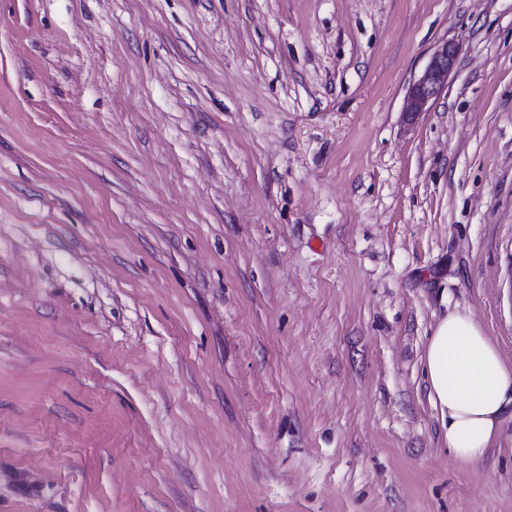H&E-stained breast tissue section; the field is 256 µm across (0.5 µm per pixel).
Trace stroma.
Here are the masks:
<instances>
[{
	"label": "stroma",
	"mask_w": 512,
	"mask_h": 512,
	"mask_svg": "<svg viewBox=\"0 0 512 512\" xmlns=\"http://www.w3.org/2000/svg\"><path fill=\"white\" fill-rule=\"evenodd\" d=\"M455 311L512 363V0H0V512H512ZM456 45L448 41L438 45L418 81L411 87L405 105L409 114L425 112L448 85V76L456 57ZM423 365L448 449L462 463L481 460L510 407L512 417V365L483 327L458 311L438 321Z\"/></svg>",
	"instance_id": "stroma-1"
}]
</instances>
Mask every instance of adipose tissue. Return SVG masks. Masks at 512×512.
<instances>
[{"instance_id":"ef3b65f1","label":"adipose tissue","mask_w":512,"mask_h":512,"mask_svg":"<svg viewBox=\"0 0 512 512\" xmlns=\"http://www.w3.org/2000/svg\"><path fill=\"white\" fill-rule=\"evenodd\" d=\"M423 365L449 450L465 464L481 460L512 408V365L483 327L458 311L438 321Z\"/></svg>"}]
</instances>
